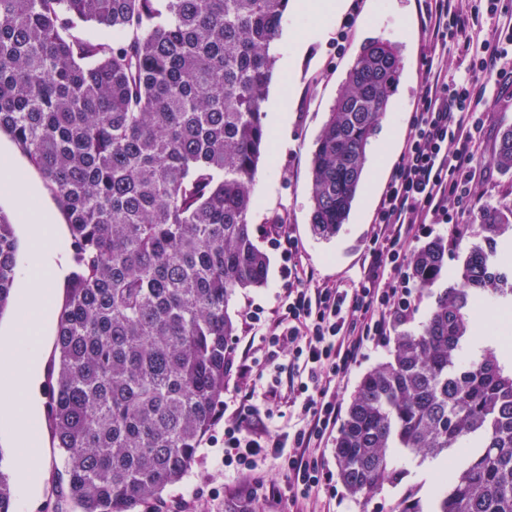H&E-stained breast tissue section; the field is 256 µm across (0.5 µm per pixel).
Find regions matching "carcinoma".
<instances>
[{
	"label": "carcinoma",
	"mask_w": 512,
	"mask_h": 512,
	"mask_svg": "<svg viewBox=\"0 0 512 512\" xmlns=\"http://www.w3.org/2000/svg\"><path fill=\"white\" fill-rule=\"evenodd\" d=\"M289 0H0V134H8L66 217L72 271L58 314L50 419L76 512H150L187 475L224 406L237 291L265 285L251 190L271 157L263 105ZM93 23L112 33L88 38ZM402 66L365 44L310 158L311 224L324 239L349 218L367 150ZM493 164L512 171V128ZM512 200L480 207L456 284L417 332L392 337L338 430V476L390 512H512V363L488 347L462 360L473 304H512ZM448 241L413 251L423 288ZM19 269L0 210V313ZM422 495L397 455L448 461ZM0 467V512H14Z\"/></svg>",
	"instance_id": "carcinoma-1"
}]
</instances>
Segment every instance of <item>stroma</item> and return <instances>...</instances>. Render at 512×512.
Masks as SVG:
<instances>
[{
	"mask_svg": "<svg viewBox=\"0 0 512 512\" xmlns=\"http://www.w3.org/2000/svg\"><path fill=\"white\" fill-rule=\"evenodd\" d=\"M337 28V23H330L324 36L307 38L302 51L280 55L268 90V101L282 100L288 117L283 130L271 133L274 161L261 165L252 191V234L269 257L268 282L262 288L238 291L229 305L237 328L233 355L245 358L256 372L265 367V352L249 335L246 314L259 305L266 318H276L279 301L290 286L283 270L289 245H297L304 264L314 269L317 279L347 283L358 275L375 210L410 133L415 103L426 80L423 58L428 41L420 23L418 0H358L356 19L339 51L332 45ZM375 39H387L399 46L402 67L387 108L388 120L381 123L368 157L376 159L384 140H392L393 148L379 178L363 182L347 223L335 238L325 240L314 233L310 224V157L347 71L362 46ZM481 109L487 114L484 155L489 158L495 154L502 132L512 128V87H507L499 98L482 104ZM0 154L12 159L19 179L35 187L36 205L52 214L62 240L53 262L58 268H65L70 257L69 234L56 200L8 135H0ZM280 216L285 222L279 226L275 220ZM475 242L474 235L468 234L449 245L448 277L433 287L420 289L417 308L406 323V330L421 328L437 294L453 285V272ZM35 433L37 447L30 463L42 472L41 490L32 504L15 503L14 512H74L64 494V461L53 446L47 411L39 412ZM223 456L224 423L217 420L198 448L188 474L164 492L166 512H237L238 492L246 485L256 492L251 512H289L287 498L274 499L267 493L270 484L283 481L277 467L268 463L255 473H228L221 463ZM394 500L395 492L388 487L364 505L349 499L344 491L333 495L324 491L312 508L314 512H389Z\"/></svg>",
	"mask_w": 512,
	"mask_h": 512,
	"instance_id": "obj_1",
	"label": "stroma"
}]
</instances>
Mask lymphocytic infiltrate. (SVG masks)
<instances>
[{
    "label": "lymphocytic infiltrate",
    "instance_id": "1",
    "mask_svg": "<svg viewBox=\"0 0 512 512\" xmlns=\"http://www.w3.org/2000/svg\"><path fill=\"white\" fill-rule=\"evenodd\" d=\"M499 3L473 0L466 11L455 0H422L428 79L375 211L358 278L317 283L314 270L292 250L288 276L294 286L277 318L247 314L271 368H288V401L298 418L288 430L270 429L266 420L276 389L254 385L232 394L234 409L224 418V465L253 472L266 461L277 463L285 484L269 487V496L302 507L330 488L321 450L341 413V384L363 349L386 344L415 310L406 273L410 244L423 226L457 223L473 185L488 170L482 159L485 114L478 105L498 96L512 77V22L501 23ZM486 21L495 25L490 40L480 36ZM452 40L463 46L468 64L451 77L440 58Z\"/></svg>",
    "mask_w": 512,
    "mask_h": 512
}]
</instances>
